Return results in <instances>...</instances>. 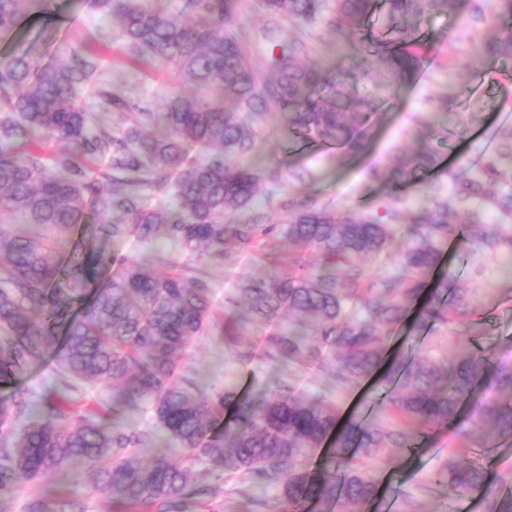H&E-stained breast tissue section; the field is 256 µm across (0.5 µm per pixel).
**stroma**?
I'll list each match as a JSON object with an SVG mask.
<instances>
[{"label": "stroma", "mask_w": 512, "mask_h": 512, "mask_svg": "<svg viewBox=\"0 0 512 512\" xmlns=\"http://www.w3.org/2000/svg\"><path fill=\"white\" fill-rule=\"evenodd\" d=\"M494 7L493 0H461L456 10L426 14L418 28L425 61L412 78L399 82L390 81L361 40L340 39L322 23L313 26L312 50L305 62L317 63L332 76L348 70L356 73L342 96L331 98L324 89L320 97L333 99L343 111L364 114V121L353 128L360 146L350 149L345 140L316 126L297 124L294 113L267 104L255 124L251 158L264 180L258 203L241 213V220L276 223L292 198L379 217L393 193L412 209L421 206L424 195L448 197L456 181L477 172L475 158L483 138L498 137L502 129L498 115L512 106V64L490 71L475 57L477 44L491 29L487 21L475 20L474 13L487 14ZM56 10L53 20L27 18L11 34L0 35V58L23 56L31 65L41 66L53 62L63 43L82 42L102 58L103 79L125 84L137 102L152 107L161 96L180 91L176 77L163 66L129 60L109 22L89 0H56ZM239 23L250 41L249 60L261 77L269 72L272 56L302 33L301 27L291 24L283 26L276 39L266 38L272 21L256 8L241 9ZM426 150L435 153L433 166L393 182L390 169L397 155L414 157ZM273 175L278 178L274 184L269 181ZM71 244L83 251L104 247L127 259L158 258L207 282L217 309L235 321L234 335L214 327L192 344L187 367L205 378L210 391L252 393L277 375L294 390L326 395L339 418L366 414L386 429L402 425L403 418L395 411L370 404L383 391L382 372L334 389L328 364L269 365L264 347L274 328L246 317L237 283L243 276L287 266L292 252L287 242L275 243L265 257L245 247L221 261L197 257L164 240L148 246L134 239L107 242L89 228ZM506 261L502 252L468 250L460 259L444 252L441 271L448 276V288L466 289L469 311L461 326L449 330L418 332L406 322L395 325L391 335L401 351L451 363L461 351L473 349L486 356L489 369L512 368V273L505 271ZM18 385L37 396L57 387L52 360L27 366L15 380L0 383V398L10 396ZM476 410V404H467L462 426L436 430L416 447L360 458L363 474L385 487L395 512H448L452 495L447 484L435 482L434 477L462 448L477 450L495 490L504 494L512 490V435L489 437L486 429L469 420ZM205 481L213 493L200 498L195 512H262L258 500L280 497L277 484H253L236 472L215 470ZM37 496L51 504L77 500L82 512H115L111 498L92 490L78 469L21 485L5 508L26 512L27 502Z\"/></svg>", "instance_id": "stroma-1"}]
</instances>
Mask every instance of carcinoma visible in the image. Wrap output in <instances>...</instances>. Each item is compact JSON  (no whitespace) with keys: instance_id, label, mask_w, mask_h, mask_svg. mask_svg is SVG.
<instances>
[{"instance_id":"1","label":"carcinoma","mask_w":512,"mask_h":512,"mask_svg":"<svg viewBox=\"0 0 512 512\" xmlns=\"http://www.w3.org/2000/svg\"><path fill=\"white\" fill-rule=\"evenodd\" d=\"M91 2L115 26L129 58L172 69L192 91L167 95L154 109L139 107L99 78L98 55L82 42L63 45L43 67L23 57L0 60V224L28 225L23 235L0 229V379L49 353L58 373L104 394L102 408L83 413L70 410L67 397L49 396L46 411L31 423L24 418L39 398L28 389L18 387L0 399V421H21L18 431L0 437V505L22 482L66 465L82 468L89 485L109 494L120 512H191L210 467L279 484L280 512H307L313 502L359 504L375 497L377 488L362 475L356 453L407 448L436 426L457 425L461 405L487 386L500 396L481 402L478 420L491 438L512 435V371L488 370L473 351L462 353L450 369L427 356L389 353L385 345L388 331L411 315L423 331L455 326L467 314L463 289L448 301L445 279L435 282L429 301L413 308L425 292L426 275L439 264L443 242L512 250V194L498 188V156L451 198L429 197L419 211L392 197L385 222L316 206L289 207L281 224L237 221L235 215L255 200L260 181L247 163L254 128L242 114L272 101L279 111L298 114L301 125L341 135L344 113L313 98L331 79L316 65L297 63L307 48L302 39L282 48L269 77L259 79L249 64L246 35L237 31V0H188L184 23L157 0ZM326 2L258 0L279 22L309 27L325 20L341 37L363 34L373 0H336L327 20ZM384 2L391 39L377 46L376 55L398 81L423 61L413 23L433 10H455L458 0ZM55 12V0H0V34L31 15ZM476 52L491 66L512 62V0H498L492 34ZM84 90L105 112L83 107ZM132 111L131 122H112V113ZM51 143L63 150L50 166L43 152ZM434 159L426 152L400 160L394 181ZM150 184L163 196L142 195L140 188ZM487 208L498 223L486 222ZM90 223L112 241L164 238L191 253L203 245L215 260L240 245H262L276 236L288 241L297 249L288 270L237 285L256 320L278 322L290 313L311 318H290L268 336L267 359L313 364L327 354L337 384L383 367L390 382L384 401L406 425L385 430L350 420L340 426L326 397L297 393L279 377L258 398L209 393L185 361L192 342L216 321L210 288L150 258L127 260L107 249L63 263V244ZM399 224L412 225L413 244L401 255L397 277L378 281L367 260L388 250ZM47 227L55 232L51 242L42 237ZM87 281L93 285L90 299L57 336L38 320L50 288ZM142 402L154 427L138 432L119 418V408ZM328 440L333 448L323 463L311 465L306 451ZM172 445L205 468L171 462ZM141 448L157 453L146 461ZM436 479L459 496L482 495L488 512H512V496L488 485L486 469L470 448L461 449Z\"/></svg>"}]
</instances>
